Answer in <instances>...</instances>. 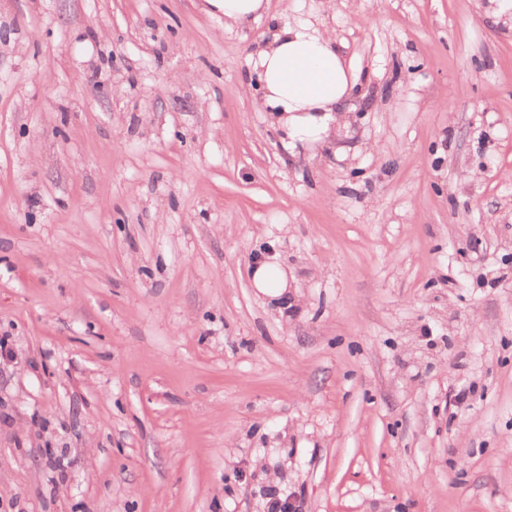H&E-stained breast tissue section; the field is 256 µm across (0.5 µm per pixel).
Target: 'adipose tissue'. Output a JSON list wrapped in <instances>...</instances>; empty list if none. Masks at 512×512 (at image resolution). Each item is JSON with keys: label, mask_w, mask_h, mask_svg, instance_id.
I'll use <instances>...</instances> for the list:
<instances>
[{"label": "adipose tissue", "mask_w": 512, "mask_h": 512, "mask_svg": "<svg viewBox=\"0 0 512 512\" xmlns=\"http://www.w3.org/2000/svg\"><path fill=\"white\" fill-rule=\"evenodd\" d=\"M253 73L262 106L292 143L339 137L338 114L360 86L335 39L308 19L275 27L256 52ZM252 282L263 295L287 301L288 271L276 256L256 259Z\"/></svg>", "instance_id": "obj_1"}]
</instances>
